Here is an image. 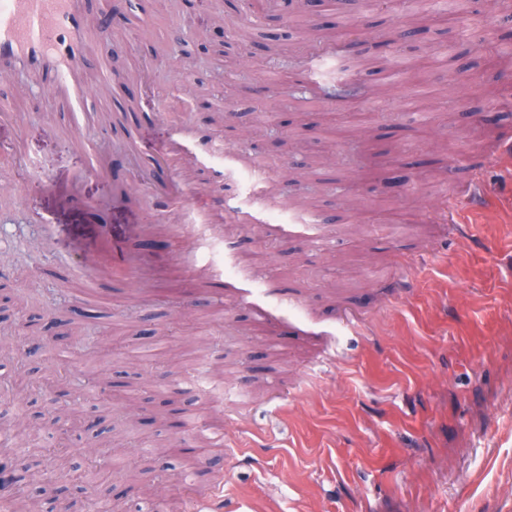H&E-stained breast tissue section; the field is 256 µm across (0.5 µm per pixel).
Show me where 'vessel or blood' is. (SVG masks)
Listing matches in <instances>:
<instances>
[{
  "mask_svg": "<svg viewBox=\"0 0 512 512\" xmlns=\"http://www.w3.org/2000/svg\"><path fill=\"white\" fill-rule=\"evenodd\" d=\"M90 25L74 0H0V75L27 70L41 75L71 112L88 107L81 71ZM187 130H180L161 155L148 164L164 169L170 157L187 153ZM140 266L139 257L119 242L112 245V274L125 276Z\"/></svg>",
  "mask_w": 512,
  "mask_h": 512,
  "instance_id": "b4317fda",
  "label": "vessel or blood"
}]
</instances>
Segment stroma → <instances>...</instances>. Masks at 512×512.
<instances>
[{
    "instance_id": "1",
    "label": "stroma",
    "mask_w": 512,
    "mask_h": 512,
    "mask_svg": "<svg viewBox=\"0 0 512 512\" xmlns=\"http://www.w3.org/2000/svg\"><path fill=\"white\" fill-rule=\"evenodd\" d=\"M85 5L106 25L94 57L141 78L92 91L81 140L45 84L0 77V113L15 115L0 121V378L18 388L0 401V459L51 441L73 410L93 427L67 468L39 466L44 481L104 512L146 485L183 510L182 480L159 478L165 458L193 448L194 430L170 429L160 400L177 386L192 416L236 433L233 447L194 448L223 480L222 512H512V118L486 103L512 86V67L457 42L465 28L499 43L512 20L470 0L429 23L404 49L413 69L379 100L386 63L343 46L405 19L408 0L384 17L357 0H293L288 17L257 19L225 0H158L114 21L107 0ZM437 41L455 45L439 64ZM339 73L363 92L348 112L379 106L397 126L359 162L331 149L323 110L289 102L290 85ZM420 83L435 114L422 129L402 105ZM130 106L140 121L114 135ZM182 128L188 158L162 172L169 192L105 205L106 187ZM437 145L447 181L410 195ZM94 157L107 176L69 201ZM474 172L482 198L470 204L457 192ZM451 203L455 234L442 221ZM114 240L144 263L117 288L86 270L111 263ZM210 337L223 341L220 382L189 369ZM90 377L148 396L143 422L128 426L125 402L87 391ZM17 416L27 441L5 431ZM91 460L100 480L75 483L68 467Z\"/></svg>"
}]
</instances>
